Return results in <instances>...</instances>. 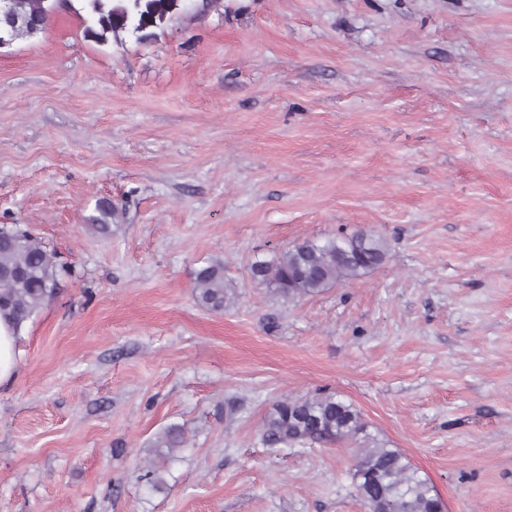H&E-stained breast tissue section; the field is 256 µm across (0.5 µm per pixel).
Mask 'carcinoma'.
Listing matches in <instances>:
<instances>
[{
    "label": "carcinoma",
    "instance_id": "cac0c4a2",
    "mask_svg": "<svg viewBox=\"0 0 512 512\" xmlns=\"http://www.w3.org/2000/svg\"><path fill=\"white\" fill-rule=\"evenodd\" d=\"M182 0H83L85 32L100 44L133 34L136 26L160 28L182 9ZM58 7V0H11L9 13L0 15V29L16 35L41 33ZM89 227L111 232L117 209L109 201L97 206ZM390 244L380 236L357 231L323 242L297 243L269 260L249 266L251 279L290 301L351 283L382 266ZM64 272L56 253L29 231L0 227V315L20 329L49 300ZM194 297L203 308L222 312L239 298L226 282L224 264L212 261L195 272ZM261 439L269 448L309 443L358 445L350 476L358 498L369 512H443V503L427 478L397 448L368 433L361 412L334 394L285 397L265 415ZM184 432L171 426L159 434L156 448H181Z\"/></svg>",
    "mask_w": 512,
    "mask_h": 512
}]
</instances>
